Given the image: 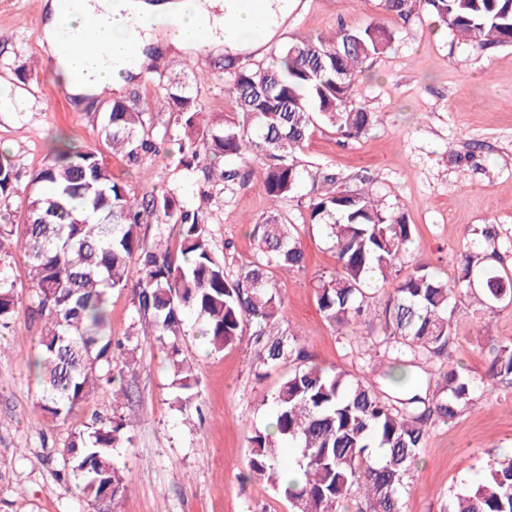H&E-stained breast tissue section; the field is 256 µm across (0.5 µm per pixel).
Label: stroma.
<instances>
[{"label":"stroma","instance_id":"1","mask_svg":"<svg viewBox=\"0 0 512 512\" xmlns=\"http://www.w3.org/2000/svg\"><path fill=\"white\" fill-rule=\"evenodd\" d=\"M50 2L0 0V151L10 154L17 175L12 211H23L29 180L57 141L102 150L114 177L132 192L177 184L186 197H197V187L178 167L179 128L172 113L159 115L169 130L167 158L132 166L103 150L95 105L132 91L151 94L152 78L166 71L200 75L205 113L228 112L223 46L178 48L157 28L150 41L156 54L140 72L129 74L120 89L80 99L66 89L45 40ZM374 20L396 32L392 47L367 62L359 87L377 122L356 139L320 127L302 160L332 168L345 187L369 179L412 224L414 258L442 276H454V258L470 243L471 230L487 224L499 231L501 264L512 268V47L474 51L427 12L405 24L383 14L379 0H293L285 25L251 56L267 60L294 34ZM269 206L256 185L213 195L209 229L228 272L254 260L250 223ZM280 209L294 224L306 259L305 271H273L282 301L280 331L301 335L320 366L401 396L408 385L391 383L379 336L337 331L318 309L314 278L337 268L329 242L309 224L305 209L288 201ZM17 293L13 329L0 335V512H102L101 503L59 482L55 472L70 433L93 411L114 407L112 389L98 388L67 421L44 417L28 376L41 324L29 317L27 280L18 281ZM452 332L451 364L462 374L484 377L490 346L512 342V305L478 312L461 305ZM134 342L139 367L126 376L128 397L117 406L132 423L133 440L114 451L128 494L112 512H289L270 486L241 478L249 437L268 422L262 401L287 375V365L257 364L258 348L248 340L211 353L199 337H179L180 357L198 380L182 409L174 402V370L165 351L151 336ZM511 449L512 388L483 386L471 409L431 426L402 492V512H444L450 494L481 483L497 455Z\"/></svg>","mask_w":512,"mask_h":512}]
</instances>
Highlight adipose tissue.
I'll list each match as a JSON object with an SVG mask.
<instances>
[{
	"instance_id": "1",
	"label": "adipose tissue",
	"mask_w": 512,
	"mask_h": 512,
	"mask_svg": "<svg viewBox=\"0 0 512 512\" xmlns=\"http://www.w3.org/2000/svg\"><path fill=\"white\" fill-rule=\"evenodd\" d=\"M291 7L292 0H161L157 5L144 0H70L69 9L54 10L46 40L55 45L62 31L95 37L94 52L56 56L68 91L80 96L105 86L119 88L127 73L139 71L143 59L129 56L128 43L149 41L157 20H164L174 46H198L206 29L226 50L240 52L267 41Z\"/></svg>"
}]
</instances>
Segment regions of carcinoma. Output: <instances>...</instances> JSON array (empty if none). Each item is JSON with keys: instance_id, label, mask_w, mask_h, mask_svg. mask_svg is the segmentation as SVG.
I'll use <instances>...</instances> for the list:
<instances>
[{"instance_id": "carcinoma-1", "label": "carcinoma", "mask_w": 512, "mask_h": 512, "mask_svg": "<svg viewBox=\"0 0 512 512\" xmlns=\"http://www.w3.org/2000/svg\"><path fill=\"white\" fill-rule=\"evenodd\" d=\"M406 22L424 9L477 51L512 47V0H380ZM393 31L377 21L337 24L327 34L295 36L275 47L268 63L224 56V93L230 111L206 119L198 95L178 77L159 75V96L181 129L178 164L214 188L264 190L273 206L252 222L259 257L232 275L213 249L208 217L178 188L138 196L118 182L99 152L68 147L50 152L30 180L21 221L9 198L16 173L0 153V330L10 328L17 280L35 288L32 313L42 324L30 373L40 385L39 410L72 416L102 383L112 398H127L123 381L133 361L130 343L108 329L111 291L132 292L142 335L165 342L195 317L211 350L251 332L266 367L293 368L271 395L272 420L250 438L244 479L270 485L290 512H401L405 487L432 424L474 405L484 381L453 367L430 376L408 398L379 392L336 368L309 360L300 338L273 332L281 300L271 267L302 271L304 253L293 225L277 208L297 199L308 221L322 227L339 268L315 280L318 308L339 329L362 332L369 300L384 290L378 315L383 355L403 366L429 356L448 358L458 305L480 308L512 299V272L487 264L484 250L464 249L448 281L426 263L409 262L413 228L403 214L364 188L339 186L336 173L304 163L298 153L317 122L355 138L372 129L375 113L356 100L364 64L390 45ZM150 104L136 93L103 107L100 139L136 165L160 157ZM156 218L176 230L175 241H148L141 226ZM20 249L23 269L7 265L5 247ZM176 385L190 390L193 369L174 363ZM489 380L512 386V343L490 351ZM129 422L94 412L63 449V477L101 503L127 496L113 451ZM300 449L298 476L281 467L283 444ZM447 512H512V456L491 466L474 489L454 493Z\"/></svg>"}]
</instances>
